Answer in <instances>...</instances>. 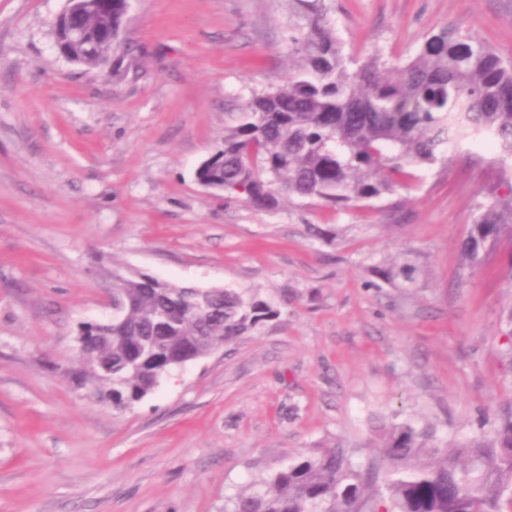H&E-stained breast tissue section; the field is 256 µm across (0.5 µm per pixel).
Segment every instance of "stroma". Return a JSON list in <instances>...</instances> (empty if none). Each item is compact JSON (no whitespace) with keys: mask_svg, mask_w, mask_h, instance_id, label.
Returning a JSON list of instances; mask_svg holds the SVG:
<instances>
[{"mask_svg":"<svg viewBox=\"0 0 512 512\" xmlns=\"http://www.w3.org/2000/svg\"><path fill=\"white\" fill-rule=\"evenodd\" d=\"M65 7L0 0V512H224L298 453L374 456L402 421L451 448L512 409V236L462 250L502 186L495 142L344 211H258L195 171L294 70L292 0H129V51L91 70L58 51ZM333 19L384 71L449 24L512 56V0H336ZM405 263L409 286L386 275ZM117 267L279 315L117 413L59 373L78 325L111 319Z\"/></svg>","mask_w":512,"mask_h":512,"instance_id":"obj_1","label":"stroma"}]
</instances>
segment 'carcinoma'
I'll return each mask as SVG.
<instances>
[{
    "label": "carcinoma",
    "instance_id": "carcinoma-1",
    "mask_svg": "<svg viewBox=\"0 0 512 512\" xmlns=\"http://www.w3.org/2000/svg\"><path fill=\"white\" fill-rule=\"evenodd\" d=\"M86 19L127 0H95ZM301 20L288 29L300 58L288 82L256 93L198 176L269 213L294 198L334 209L377 199L415 179L410 166H445L466 144L491 139L501 173H512V59L470 31L445 26L415 56L378 76V58L343 52L327 0H296ZM125 49L120 33L77 54L87 69ZM355 70H350V67ZM512 231V196H487L464 243L474 260L482 246ZM110 322L83 324L86 345L63 376L116 412L142 402L172 369L208 356L279 315L255 294L192 288L146 274L112 271ZM436 430L411 422L384 428L382 455L366 464L346 448L310 451L224 499V512H506L512 509V415L493 434L448 451Z\"/></svg>",
    "mask_w": 512,
    "mask_h": 512
}]
</instances>
